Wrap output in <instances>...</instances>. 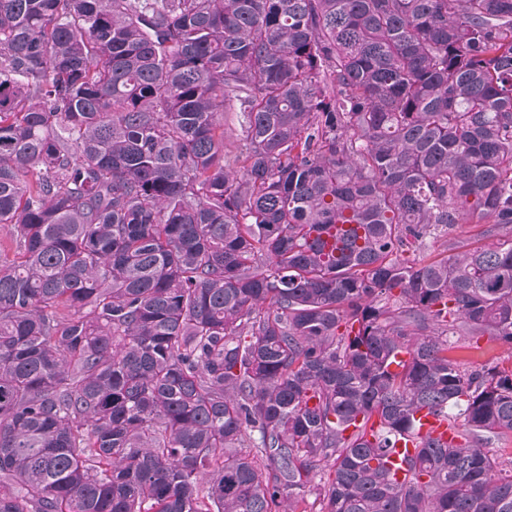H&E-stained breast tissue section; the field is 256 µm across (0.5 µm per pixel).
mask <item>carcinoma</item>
I'll return each instance as SVG.
<instances>
[{"instance_id":"obj_1","label":"carcinoma","mask_w":512,"mask_h":512,"mask_svg":"<svg viewBox=\"0 0 512 512\" xmlns=\"http://www.w3.org/2000/svg\"><path fill=\"white\" fill-rule=\"evenodd\" d=\"M0 230V512H512V0H0ZM456 339L450 354L470 366H507L512 362V348L491 336H480L478 339L461 336ZM415 420L414 431L397 440L395 448L390 453V472L398 483L408 480L409 473L405 461L416 455L422 440L429 439L445 445L458 440L457 432L448 424V418L440 413L421 409L415 414Z\"/></svg>"}]
</instances>
